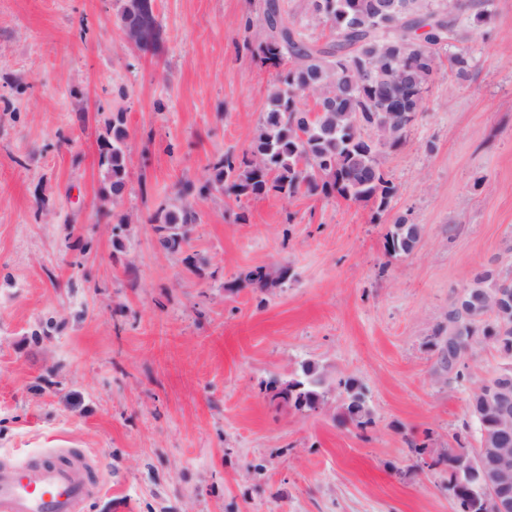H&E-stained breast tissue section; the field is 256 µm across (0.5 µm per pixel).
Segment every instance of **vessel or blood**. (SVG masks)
<instances>
[{"mask_svg":"<svg viewBox=\"0 0 512 512\" xmlns=\"http://www.w3.org/2000/svg\"><path fill=\"white\" fill-rule=\"evenodd\" d=\"M93 466L81 453L51 451L30 481L19 464L0 465V512H82L91 489Z\"/></svg>","mask_w":512,"mask_h":512,"instance_id":"obj_1","label":"vessel or blood"}]
</instances>
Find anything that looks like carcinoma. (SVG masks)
Listing matches in <instances>:
<instances>
[{"mask_svg":"<svg viewBox=\"0 0 512 512\" xmlns=\"http://www.w3.org/2000/svg\"><path fill=\"white\" fill-rule=\"evenodd\" d=\"M457 8L453 0H309L313 18L329 23L334 31V39L320 45L285 19L279 0H266V38L256 57L277 74L268 108L243 155L216 158L210 177L197 187L187 185L184 194H270L287 199L322 194L370 205L378 217L384 214L396 186L382 158L402 145L407 129L417 121L421 106L416 100L429 91L439 65V46L456 32ZM118 22L140 51L159 53L163 31L154 0H123ZM448 62L459 79L467 78L473 68V57L465 51ZM309 96L315 98L313 111L303 104ZM127 138L122 114L112 116L101 139L99 164L114 195L126 184ZM148 221L156 225L160 244L177 251L200 216L189 205L173 203L159 206ZM419 234L418 225L397 219L386 234L387 253H410ZM242 282L261 293L276 285L262 267L249 271ZM502 288L512 289L511 275L495 278L489 270L479 272L468 290L481 291L488 308L462 316L451 302L448 326L434 336L437 347L445 336L454 342L457 364L448 374L458 383L466 380L467 354L480 343L489 342L512 358V320L502 323L491 310ZM265 390L271 399L297 411L317 409L333 391L345 422L361 430L373 423L356 379L332 383L310 364L302 365L291 379L269 381ZM473 461L474 450L460 442L430 466L448 465L455 512H494Z\"/></svg>","mask_w":512,"mask_h":512,"instance_id":"cac0c4a2","label":"carcinoma"}]
</instances>
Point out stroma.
I'll list each match as a JSON object with an SVG mask.
<instances>
[{
    "label": "stroma",
    "instance_id": "35a3bbf8",
    "mask_svg": "<svg viewBox=\"0 0 512 512\" xmlns=\"http://www.w3.org/2000/svg\"><path fill=\"white\" fill-rule=\"evenodd\" d=\"M266 0H155L160 55L125 42L119 0H0V459L96 461L84 512H455L444 468L469 399L512 360L489 343L449 381L435 331L476 272L512 273V0L458 35L404 145L389 210L302 194L195 198L180 250L147 221L247 149L275 83L253 57ZM468 50L469 80L447 59ZM128 131L113 195L98 138ZM420 228L388 256L397 218ZM194 264H187V257ZM281 286L242 287L255 267ZM309 363L364 388L300 412L273 378ZM425 444L423 455L411 451Z\"/></svg>",
    "mask_w": 512,
    "mask_h": 512
}]
</instances>
